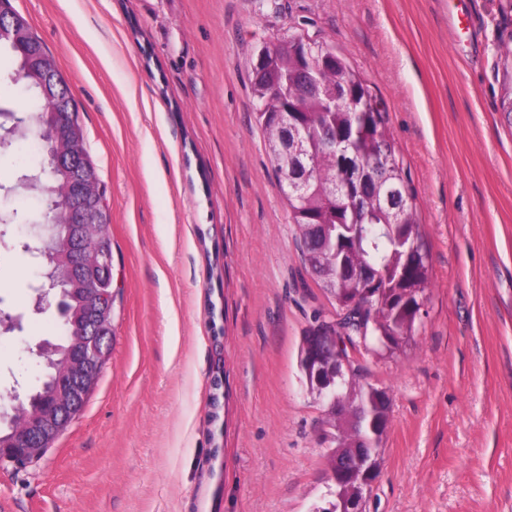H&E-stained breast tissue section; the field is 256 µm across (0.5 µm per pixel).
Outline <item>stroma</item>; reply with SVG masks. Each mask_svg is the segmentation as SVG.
Instances as JSON below:
<instances>
[{"label":"stroma","instance_id":"1","mask_svg":"<svg viewBox=\"0 0 512 512\" xmlns=\"http://www.w3.org/2000/svg\"><path fill=\"white\" fill-rule=\"evenodd\" d=\"M54 56L111 210L112 355L80 414L0 512H312L323 412L297 355L307 273L254 118L251 59L326 42L386 111L428 249L403 352L357 359L392 398L366 512H512V115L495 77L498 0H11ZM38 266L0 245V398L33 384Z\"/></svg>","mask_w":512,"mask_h":512}]
</instances>
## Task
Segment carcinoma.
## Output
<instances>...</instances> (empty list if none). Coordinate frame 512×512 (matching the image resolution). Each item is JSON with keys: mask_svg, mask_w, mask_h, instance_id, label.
Returning a JSON list of instances; mask_svg holds the SVG:
<instances>
[{"mask_svg": "<svg viewBox=\"0 0 512 512\" xmlns=\"http://www.w3.org/2000/svg\"><path fill=\"white\" fill-rule=\"evenodd\" d=\"M305 37L283 35L268 47L273 75L252 80L256 99L255 119L267 140L276 136L265 122L267 111H285L299 125L303 146L310 157L306 189L297 192L287 183L294 174L291 156L269 150L271 162L288 203L304 265L320 260L314 276L329 297L338 317L337 324L351 344L358 337L396 343V334H413L427 300V251L416 221L415 206L402 165L385 127L379 107L365 80L347 62L335 57V65L321 67V57L332 51L326 43L312 41L304 49ZM496 78L503 96L500 108L512 113V31L501 35ZM320 79L322 91L307 95L299 91L301 77L309 71ZM34 129L48 113V97L33 79L20 82ZM325 129L336 132V149L323 139ZM66 202L46 198L38 217L45 225L47 244L61 237ZM66 315L59 323L61 343L67 347L81 330L84 319L83 290L79 284L65 285ZM309 333H304L298 351V368L311 395L318 388H332L351 405H359L362 419L325 420L322 441L328 444L325 465L342 453L349 462L359 455L377 454L378 462L365 473L376 479L383 463V445L391 427L392 399L389 391L365 380L362 367L349 353L337 366L317 370L309 362ZM52 369L27 391L31 407H36L54 384ZM352 470L336 474L325 505L312 512H341L342 501L367 493L351 481Z\"/></svg>", "mask_w": 512, "mask_h": 512, "instance_id": "obj_1", "label": "carcinoma"}]
</instances>
